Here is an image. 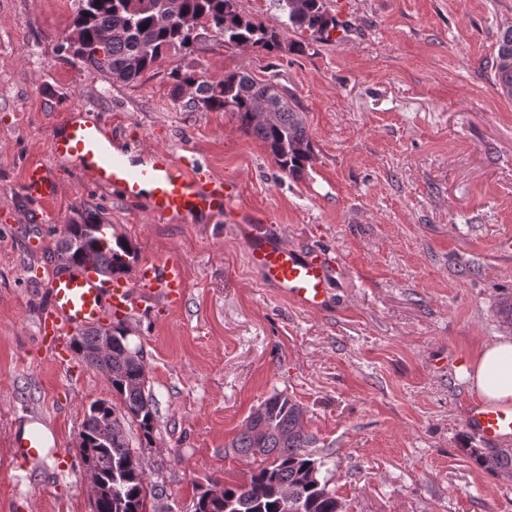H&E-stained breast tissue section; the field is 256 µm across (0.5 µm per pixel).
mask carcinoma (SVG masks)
<instances>
[{
	"mask_svg": "<svg viewBox=\"0 0 512 512\" xmlns=\"http://www.w3.org/2000/svg\"><path fill=\"white\" fill-rule=\"evenodd\" d=\"M73 26L81 39L73 55L93 72L126 83L137 81L167 53L190 55L201 42L196 27L209 29L227 46L260 47L270 53L302 54L305 43L288 41L285 31L310 33L316 39L338 26L324 0H276L283 15V31L243 15L232 0H78ZM497 52L491 69L500 95L512 99V27L497 33ZM172 94L180 100L192 90L187 107L193 111L229 112L240 128L262 141L278 167L298 177L312 167L315 152L297 104L288 89H276L271 80L258 81L245 71L221 79L208 78L176 66L170 72ZM273 112L260 118L256 104ZM55 255L73 266L90 264L108 275L129 270L136 250L122 234L103 222L99 211L86 209L80 220L63 225ZM97 329L72 337L71 347L84 363L104 373L112 400L92 402L81 425L79 451L99 459L100 475L112 483V496L100 500L97 512H157L155 501L163 489L150 484L148 471L128 464L132 455L126 425L136 424L145 445L153 442L156 401L149 389L144 351L131 347L124 321L112 325V348L97 349ZM306 412L284 393L270 396L247 417L245 428L231 441L238 455L252 460L248 479L228 484L220 495L200 492L193 512H340L336 493L321 477L324 461L315 457L313 436L304 423ZM104 427L109 439L97 443L95 430ZM467 454L485 471L512 476V448H468Z\"/></svg>",
	"mask_w": 512,
	"mask_h": 512,
	"instance_id": "obj_1",
	"label": "carcinoma"
}]
</instances>
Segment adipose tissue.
<instances>
[{
	"mask_svg": "<svg viewBox=\"0 0 512 512\" xmlns=\"http://www.w3.org/2000/svg\"><path fill=\"white\" fill-rule=\"evenodd\" d=\"M476 390L488 403L512 405V336L487 343L472 363Z\"/></svg>",
	"mask_w": 512,
	"mask_h": 512,
	"instance_id": "ef3b65f1",
	"label": "adipose tissue"
}]
</instances>
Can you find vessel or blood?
Segmentation results:
<instances>
[{"label":"vessel or blood","instance_id":"vessel-or-blood-1","mask_svg":"<svg viewBox=\"0 0 512 512\" xmlns=\"http://www.w3.org/2000/svg\"><path fill=\"white\" fill-rule=\"evenodd\" d=\"M54 157L77 163L91 185L119 194L123 199H146L153 215L196 221L229 210L238 195L235 183L214 176L194 159L154 150L149 161L136 163L113 146L112 138L92 117L52 129L49 138ZM30 194L49 199L54 182L44 165H30L24 177ZM240 230L246 257L263 282L280 290L300 308L319 312L331 303L329 283L333 263L320 255H306L268 234V217L259 211L241 214ZM50 303L39 322L44 340L56 342L67 330L80 331L106 318H124L143 302L157 296L170 305L182 303L186 282L182 264L174 259L144 258L130 273L106 278L92 267L52 275ZM464 424L484 440L512 439V409L492 406L481 399L468 405ZM14 448L24 460L41 458L44 443L34 432L15 430Z\"/></svg>","mask_w":512,"mask_h":512}]
</instances>
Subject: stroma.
<instances>
[{"label":"stroma","instance_id":"stroma-1","mask_svg":"<svg viewBox=\"0 0 512 512\" xmlns=\"http://www.w3.org/2000/svg\"><path fill=\"white\" fill-rule=\"evenodd\" d=\"M339 26L304 54L202 41L125 84L66 49L78 0H0V512H90L78 432L103 375L69 348L42 343L56 237L97 207L145 258H177L182 306L147 300L127 318L143 348L159 420L151 447L128 427L161 512H192L199 487L241 482L252 464L229 441L267 397L306 409L323 477L343 512H512V477L477 467L486 442L463 413L481 346L503 335L512 293V99L493 84L496 32L512 0H326ZM219 79L277 74L303 113L316 160L295 178L231 113L174 101V67ZM95 115L133 160L162 148L194 155L240 185L239 207L272 232L336 260L333 307L307 312L264 287L232 213L190 223L153 216L92 187L53 157L49 135L70 111ZM47 167L55 195L23 188ZM461 358L458 366L448 357ZM53 442L23 463L11 436L24 423Z\"/></svg>","mask_w":512,"mask_h":512}]
</instances>
